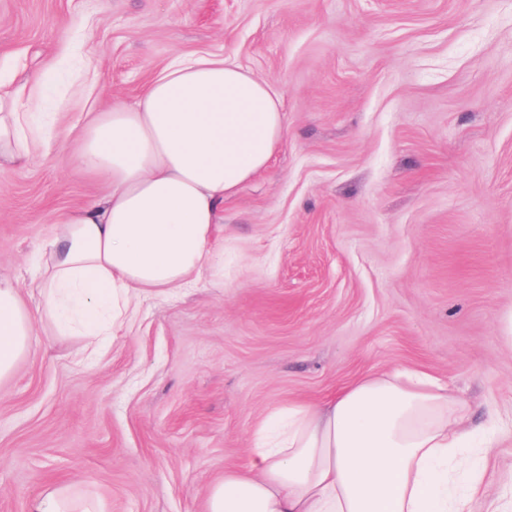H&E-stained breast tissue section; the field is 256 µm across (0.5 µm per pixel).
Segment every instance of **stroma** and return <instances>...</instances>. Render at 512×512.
I'll list each match as a JSON object with an SVG mask.
<instances>
[{"label":"stroma","instance_id":"35a3bbf8","mask_svg":"<svg viewBox=\"0 0 512 512\" xmlns=\"http://www.w3.org/2000/svg\"><path fill=\"white\" fill-rule=\"evenodd\" d=\"M201 54L278 89L282 144L224 202V259L140 298L94 354L36 320L0 386V512L67 485L101 512H204L258 424L363 374L424 370L465 401L512 512V0H0V84L54 118L0 170V276L101 190L59 146Z\"/></svg>","mask_w":512,"mask_h":512}]
</instances>
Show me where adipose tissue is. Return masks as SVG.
<instances>
[{
	"mask_svg": "<svg viewBox=\"0 0 512 512\" xmlns=\"http://www.w3.org/2000/svg\"><path fill=\"white\" fill-rule=\"evenodd\" d=\"M30 118L0 92V161L30 160ZM284 131L270 81L206 55L161 71L135 105L85 113L61 159L103 190L54 214L29 282L36 311L0 277V384L29 354L35 318L93 351L123 331L134 300L214 266L220 207L268 167ZM475 433L438 378L370 372L289 406L287 424L209 485L205 512H470L483 479L464 453ZM452 468L468 471L466 493L449 491Z\"/></svg>",
	"mask_w": 512,
	"mask_h": 512,
	"instance_id": "adipose-tissue-1",
	"label": "adipose tissue"
}]
</instances>
